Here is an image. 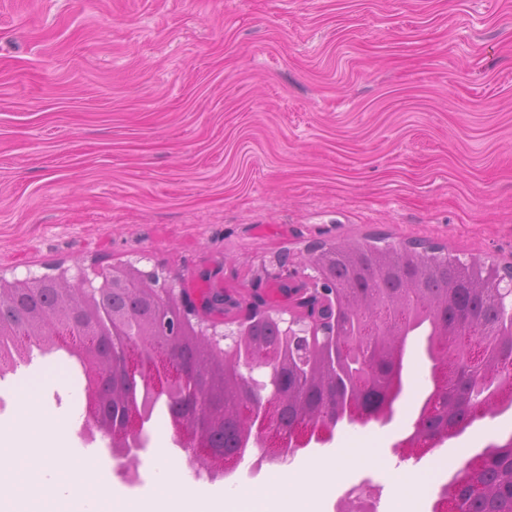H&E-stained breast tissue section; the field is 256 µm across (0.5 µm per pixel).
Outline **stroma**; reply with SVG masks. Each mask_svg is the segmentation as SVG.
<instances>
[{
	"instance_id": "1",
	"label": "stroma",
	"mask_w": 512,
	"mask_h": 512,
	"mask_svg": "<svg viewBox=\"0 0 512 512\" xmlns=\"http://www.w3.org/2000/svg\"><path fill=\"white\" fill-rule=\"evenodd\" d=\"M381 233L512 265V0H0V273L140 259L195 290L250 287L278 253ZM46 402L86 414L66 351ZM387 469L429 387L416 344Z\"/></svg>"
}]
</instances>
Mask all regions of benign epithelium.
Wrapping results in <instances>:
<instances>
[{"mask_svg":"<svg viewBox=\"0 0 512 512\" xmlns=\"http://www.w3.org/2000/svg\"><path fill=\"white\" fill-rule=\"evenodd\" d=\"M334 247L336 244L332 242L317 241L308 244L297 261L287 256L277 257V264L286 269L276 279L277 301L271 300L265 289L255 287L248 288L246 296L211 288L196 298L187 289L177 287L176 280L166 279L154 270L141 269L136 260L113 264L90 274L81 267L74 275L69 274L67 269L55 275H28L11 279L0 274V296L18 295L47 281L64 294H78L83 299L80 314L84 320L69 323L68 334L72 336H83L85 327L95 325L94 298L101 297L107 289L130 288L150 296L157 302L155 323L146 325L141 333L126 335L121 322L114 320L105 335L112 337L121 334L123 338L113 340L108 347L87 338L75 349V356L87 366L94 368L102 359L107 362L105 371H92L88 380L87 418L78 435L84 443L91 444L99 436L105 439L108 434H114L111 447L113 458L120 461L118 473L128 482L136 481L137 472L129 466L128 460L149 448L152 414L131 407L125 413L122 427L112 430L108 421L99 414L98 407L111 393V384L106 382V378L112 376V372L158 376L175 426L172 443L185 454L186 463L195 476H200L203 462L214 461L222 463L220 469L214 470L209 466L203 469L206 478L211 481L229 478L242 465L247 476L253 477L268 464L288 462L299 450L312 443L321 446L332 443L337 422L353 421L363 425L376 419L378 423L387 425L394 420L390 404L372 407L361 403L354 409L351 418L336 412L333 406L325 409L323 419L318 421L314 430L307 420L290 430L280 428L277 426L278 409L285 391L281 388L268 391L265 388V378L277 366L276 356L268 353L252 361L236 359L237 346L247 339L253 322L257 320L278 325L291 343L299 362L307 361L315 350L328 344L340 351L348 346L358 354L363 353L362 343H349L346 336L338 332L342 313L350 307L352 295L336 287L329 277L324 252ZM364 250L372 253L383 267L392 263L403 266L408 260L416 258L413 246L396 244L381 237L359 244L355 253ZM424 252L452 262L468 272L473 280L489 285L486 289L488 300L503 309L512 308L511 268L501 270L493 265L478 267L472 260L450 258L446 249L433 245L424 247ZM185 336L202 338L208 342L212 353L236 361V380L243 396L248 399L240 407L243 416H248L254 405L260 407V417L255 425H250L246 420L239 425L237 448L232 453H217L211 447L209 433L217 428V417L203 405L204 397L200 394L190 396L180 388L184 378L198 375L197 367L181 357L180 345ZM482 348L481 337L474 336L453 367H448L446 363L440 366L426 413H418L412 432L394 443V450L404 455L412 448V455L420 458L449 438L463 434L464 429L457 426L451 430L441 429L422 439L417 437L425 415L435 414L440 407L438 394L445 389L450 370L461 371L466 363L481 356ZM510 409L512 395L501 391L487 401L473 404L470 412L476 418L487 411L501 415ZM505 452L512 454V438L502 445H488L467 462L466 469L477 476L488 464L491 454Z\"/></svg>","mask_w":512,"mask_h":512,"instance_id":"obj_1","label":"benign epithelium"}]
</instances>
